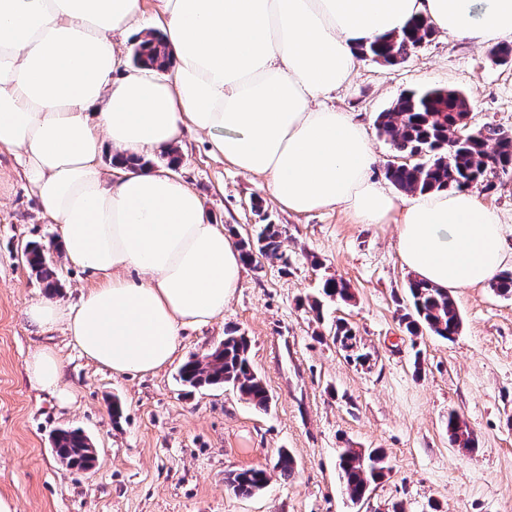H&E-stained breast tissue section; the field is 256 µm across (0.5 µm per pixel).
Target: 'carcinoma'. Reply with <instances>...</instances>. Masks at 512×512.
Listing matches in <instances>:
<instances>
[{"label":"carcinoma","mask_w":512,"mask_h":512,"mask_svg":"<svg viewBox=\"0 0 512 512\" xmlns=\"http://www.w3.org/2000/svg\"><path fill=\"white\" fill-rule=\"evenodd\" d=\"M435 34L425 18L413 20L401 33L390 38H375L356 47V54L388 65L404 60L409 53ZM169 60L163 37L159 34L141 41L134 52V62L151 67ZM472 105L461 90L426 87L401 95L391 108L379 113L376 127L394 150L403 158L386 168L387 178L404 194L464 189L482 185L491 188L490 176L512 172V131L494 125L477 129L468 127L462 113ZM245 263L256 262L255 256L283 259L281 231L276 224H262L256 237L240 243ZM26 262L32 272L45 283L57 287L54 271L44 249L39 245L27 247ZM322 292L331 299L348 301L349 285L342 279L328 278ZM400 319L407 332L417 336L426 330L451 341L458 334L461 317L456 303L448 293L423 281L409 283L407 305ZM334 340L345 350H354L356 334L353 328L340 321L334 329ZM248 337L229 329L224 343L203 359L191 358L180 369V380L192 388L222 386L236 391L244 400L259 409H267L269 391L256 372L250 354ZM448 439L459 448L475 450L476 441L466 423L457 414L448 413ZM55 455L68 467L86 469L94 460L90 438L79 428L61 429L52 438ZM296 461L281 449L273 471L246 468L233 471L226 477L227 486L238 496L251 497L264 490L277 473L284 480L291 478ZM388 470L386 457L380 450L369 452L361 448H344L338 457L339 478L350 500H363L373 484Z\"/></svg>","instance_id":"1"}]
</instances>
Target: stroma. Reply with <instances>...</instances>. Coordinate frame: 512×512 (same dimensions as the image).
Here are the masks:
<instances>
[{"label":"stroma","mask_w":512,"mask_h":512,"mask_svg":"<svg viewBox=\"0 0 512 512\" xmlns=\"http://www.w3.org/2000/svg\"><path fill=\"white\" fill-rule=\"evenodd\" d=\"M427 86L464 91L474 103L470 125L512 130V63H490L486 47L439 32L400 64L360 59L351 83L327 104L365 126L376 156L370 177L385 189L393 187L386 167L395 151L376 118L404 92ZM178 156L174 175L233 242L276 224L286 258L247 267L223 316L186 333L179 361L117 377L65 333L28 330V306L76 302L88 276L65 266L19 153L0 152V496L14 500L17 512H390L397 501L405 512H512V296L487 285L464 289L455 297L462 328L454 340L409 335L399 302L412 273L397 253V225L356 224L339 208L288 213L264 177L212 155L204 133L186 134ZM474 192L499 214L512 251V174ZM30 244L52 256L56 289L28 270ZM328 277L346 281L352 298L325 301L318 320L304 299ZM339 318L355 326L367 363L335 343L330 328ZM228 328L251 341L271 396L267 410L179 379L182 360L223 343ZM42 345L64 364L70 406L25 380L24 362ZM452 411L472 430L474 452L450 443ZM68 427L91 438V469L66 467L55 456L52 438ZM347 446L381 449L389 466L358 505L338 477L337 452ZM282 448L296 460L293 477H272L251 497L227 488L228 473L272 468Z\"/></svg>","instance_id":"35a3bbf8"}]
</instances>
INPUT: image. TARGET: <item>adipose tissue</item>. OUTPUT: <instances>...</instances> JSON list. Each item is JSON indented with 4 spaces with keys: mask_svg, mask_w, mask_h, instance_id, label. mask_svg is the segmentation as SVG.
Returning <instances> with one entry per match:
<instances>
[{
    "mask_svg": "<svg viewBox=\"0 0 512 512\" xmlns=\"http://www.w3.org/2000/svg\"><path fill=\"white\" fill-rule=\"evenodd\" d=\"M143 12L144 0H0V150L20 152L67 264L91 278L76 303L30 305L36 333L65 327L113 375L146 374L174 361L185 328L223 315L245 273L238 247L185 183L125 162L189 132L264 176L289 213L339 207L356 224H398L402 263L438 288L503 271L495 211L467 189L397 200L370 178L364 125L324 101L352 78L359 44L416 17L479 46L512 42V0H158L176 60L166 77L122 67L118 39L148 31ZM24 372L73 402L53 349L33 350Z\"/></svg>",
    "mask_w": 512,
    "mask_h": 512,
    "instance_id": "ef3b65f1",
    "label": "adipose tissue"
}]
</instances>
